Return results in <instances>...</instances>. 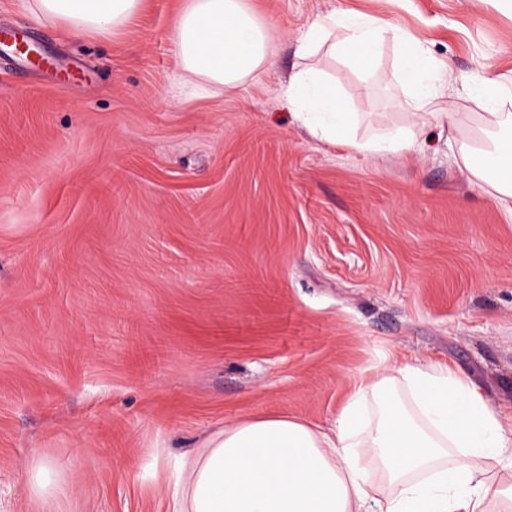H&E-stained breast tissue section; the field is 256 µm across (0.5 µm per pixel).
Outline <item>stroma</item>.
Segmentation results:
<instances>
[{
  "instance_id": "35a3bbf8",
  "label": "stroma",
  "mask_w": 512,
  "mask_h": 512,
  "mask_svg": "<svg viewBox=\"0 0 512 512\" xmlns=\"http://www.w3.org/2000/svg\"><path fill=\"white\" fill-rule=\"evenodd\" d=\"M187 0L75 34L0 0V512H168L180 458L244 419L332 426L403 363L450 366L512 417V214L458 146L481 125L464 81L512 83L495 0H246L274 50L236 89L180 83ZM419 37L448 80L408 154L313 136L281 99L329 12ZM384 42L369 75H327L367 140L408 91ZM50 462L54 484L26 475Z\"/></svg>"
}]
</instances>
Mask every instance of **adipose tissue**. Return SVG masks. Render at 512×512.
<instances>
[{"label":"adipose tissue","instance_id":"obj_1","mask_svg":"<svg viewBox=\"0 0 512 512\" xmlns=\"http://www.w3.org/2000/svg\"><path fill=\"white\" fill-rule=\"evenodd\" d=\"M34 6L77 33L114 32L139 13L142 0H35ZM388 38L398 54V80L411 92L407 124L357 140L356 117L335 80L313 66L296 71L284 87L289 110L314 134L358 152H412L420 110L448 95L419 39L375 16L330 13L310 25L300 50L329 48L366 73ZM270 42V28L244 0H189L173 33L183 82L203 76L227 89L263 65ZM467 89L487 105L485 125L502 131L469 166L471 180L492 187L512 212V113L498 109L512 88L484 79ZM454 448L461 458L452 463ZM508 454L512 422L473 381L446 366L425 371L404 364L358 390L331 430L265 416L213 434L201 451L181 459L169 512H512V487L499 477Z\"/></svg>","mask_w":512,"mask_h":512}]
</instances>
